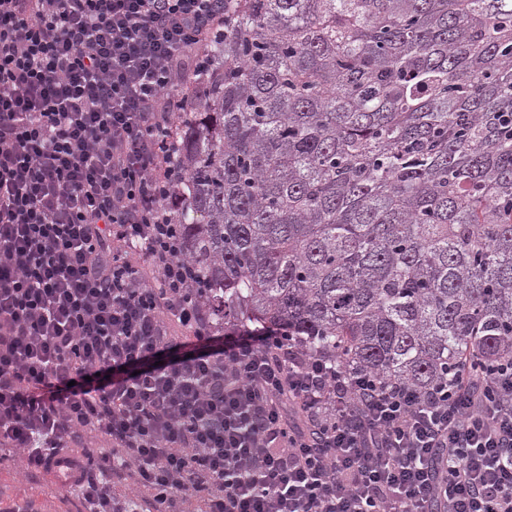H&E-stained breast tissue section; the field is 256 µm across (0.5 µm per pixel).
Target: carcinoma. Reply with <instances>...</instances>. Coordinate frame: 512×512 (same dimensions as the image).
Segmentation results:
<instances>
[{
	"mask_svg": "<svg viewBox=\"0 0 512 512\" xmlns=\"http://www.w3.org/2000/svg\"><path fill=\"white\" fill-rule=\"evenodd\" d=\"M174 223L220 323L426 392L512 357V0H224Z\"/></svg>",
	"mask_w": 512,
	"mask_h": 512,
	"instance_id": "cac0c4a2",
	"label": "carcinoma"
}]
</instances>
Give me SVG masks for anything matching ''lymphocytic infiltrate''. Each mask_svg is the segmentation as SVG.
<instances>
[{
  "label": "lymphocytic infiltrate",
  "instance_id": "1",
  "mask_svg": "<svg viewBox=\"0 0 512 512\" xmlns=\"http://www.w3.org/2000/svg\"><path fill=\"white\" fill-rule=\"evenodd\" d=\"M223 31L224 0H0V453L82 512H512V361L423 395L213 333L171 208L177 85Z\"/></svg>",
  "mask_w": 512,
  "mask_h": 512
}]
</instances>
